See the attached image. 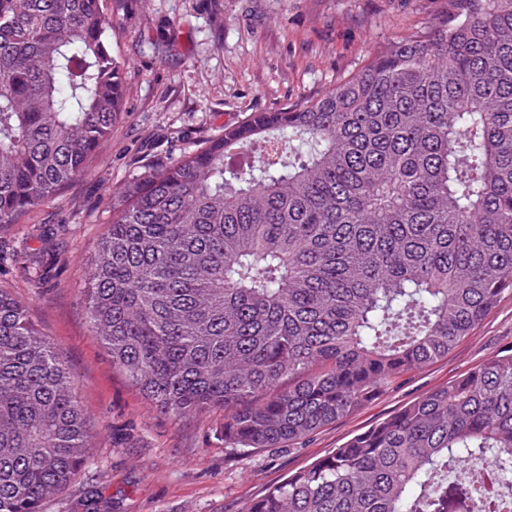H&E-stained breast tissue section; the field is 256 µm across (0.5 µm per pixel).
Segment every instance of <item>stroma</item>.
<instances>
[{
    "label": "stroma",
    "mask_w": 512,
    "mask_h": 512,
    "mask_svg": "<svg viewBox=\"0 0 512 512\" xmlns=\"http://www.w3.org/2000/svg\"><path fill=\"white\" fill-rule=\"evenodd\" d=\"M125 62V112L90 173L0 233V288L29 309L74 377L93 434L88 467L41 512H246L250 502L438 385L512 349V292L448 357L280 448L225 442L222 411L161 412L112 367L86 314L89 259L108 205L148 167L253 112L315 98L374 50L422 29L446 0H104Z\"/></svg>",
    "instance_id": "1"
}]
</instances>
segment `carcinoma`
<instances>
[{
  "label": "carcinoma",
  "instance_id": "cac0c4a2",
  "mask_svg": "<svg viewBox=\"0 0 512 512\" xmlns=\"http://www.w3.org/2000/svg\"><path fill=\"white\" fill-rule=\"evenodd\" d=\"M102 0H0V229L88 170L124 112ZM512 290V0H448L315 99L253 112L112 198L85 290L160 410L279 448L443 358ZM72 375L0 288V512L87 466ZM512 472V351L432 389L247 512H471Z\"/></svg>",
  "mask_w": 512,
  "mask_h": 512
}]
</instances>
